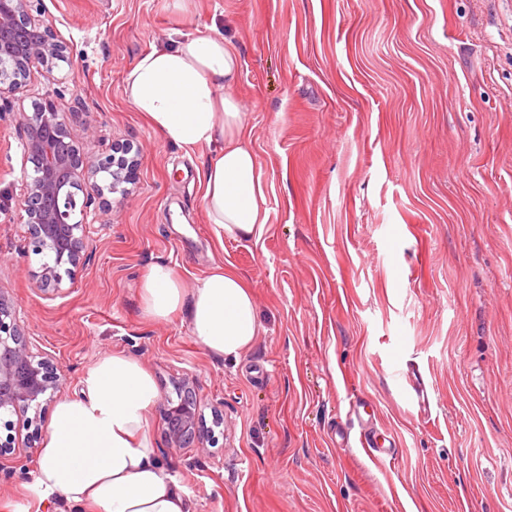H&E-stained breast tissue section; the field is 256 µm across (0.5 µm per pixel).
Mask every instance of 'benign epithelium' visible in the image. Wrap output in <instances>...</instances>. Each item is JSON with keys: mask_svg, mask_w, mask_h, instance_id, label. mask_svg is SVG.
Returning a JSON list of instances; mask_svg holds the SVG:
<instances>
[{"mask_svg": "<svg viewBox=\"0 0 512 512\" xmlns=\"http://www.w3.org/2000/svg\"><path fill=\"white\" fill-rule=\"evenodd\" d=\"M41 2L0 0V96L22 89L35 68L51 77L59 63L69 62L67 46L32 14L42 12ZM7 119L23 125L22 146L32 171L23 172L18 209L27 224L32 252L46 257L40 288L54 291L62 274H71L86 259L87 229L104 214L105 193L123 195L126 185L134 183L139 152L129 143H115L106 152L85 157L73 124L49 98L35 103L30 113L0 110V122ZM98 175L102 183L90 193L84 191L85 184ZM16 314L15 299L0 289V413L35 409L27 421L33 431L18 445L0 443V457L27 455L36 448L41 398L61 384L52 360L30 351ZM167 425L169 437L180 446L196 436L197 398L187 381L178 404L167 410Z\"/></svg>", "mask_w": 512, "mask_h": 512, "instance_id": "benign-epithelium-1", "label": "benign epithelium"}]
</instances>
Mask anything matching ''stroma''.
<instances>
[{
  "label": "stroma",
  "instance_id": "35a3bbf8",
  "mask_svg": "<svg viewBox=\"0 0 512 512\" xmlns=\"http://www.w3.org/2000/svg\"><path fill=\"white\" fill-rule=\"evenodd\" d=\"M72 67L33 73L7 112L53 98L81 152L140 150L86 259L41 291L15 208L29 162L0 124V288L33 352L79 394L121 353L162 400L193 381L210 437L178 447L161 404L155 457L191 512H512V0H43ZM216 28L241 59L234 94L265 186L261 237L217 241L202 205L211 152L185 156L132 107L124 78L177 32ZM172 265L250 285L259 332L239 357L148 319L139 288ZM396 442L378 461L349 410ZM38 455L0 458V512H53Z\"/></svg>",
  "mask_w": 512,
  "mask_h": 512
}]
</instances>
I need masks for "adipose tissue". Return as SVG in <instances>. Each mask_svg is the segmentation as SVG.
I'll return each mask as SVG.
<instances>
[{"label": "adipose tissue", "instance_id": "ef3b65f1", "mask_svg": "<svg viewBox=\"0 0 512 512\" xmlns=\"http://www.w3.org/2000/svg\"><path fill=\"white\" fill-rule=\"evenodd\" d=\"M240 67L221 33L198 30L144 53L124 80L130 103L167 144L188 154L212 149L203 206L219 239L260 236L267 221L262 174L245 136L247 116L233 93ZM140 301L155 322L186 310L192 336L216 355H239L259 331L244 278L221 267L187 289L171 266L154 265L141 280ZM159 398L135 359L111 354L90 365L81 396L54 407L32 481L40 499L74 512H190L186 491L154 457L146 413Z\"/></svg>", "mask_w": 512, "mask_h": 512}]
</instances>
